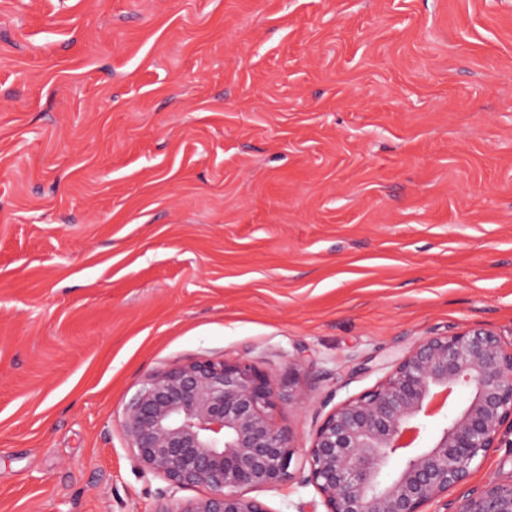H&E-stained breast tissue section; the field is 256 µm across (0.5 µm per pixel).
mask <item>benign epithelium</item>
<instances>
[{"label":"benign epithelium","mask_w":512,"mask_h":512,"mask_svg":"<svg viewBox=\"0 0 512 512\" xmlns=\"http://www.w3.org/2000/svg\"><path fill=\"white\" fill-rule=\"evenodd\" d=\"M302 367L294 359L285 381L245 358L201 356L146 379L122 422L142 473L175 491L208 489L157 512H269L249 492L293 478L292 433L278 409L306 407ZM497 448H512V347L475 325L415 341L376 386L336 404L305 451L301 485L324 512H424ZM451 512H512V481L467 489Z\"/></svg>","instance_id":"1"}]
</instances>
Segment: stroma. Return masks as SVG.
<instances>
[{
    "mask_svg": "<svg viewBox=\"0 0 512 512\" xmlns=\"http://www.w3.org/2000/svg\"><path fill=\"white\" fill-rule=\"evenodd\" d=\"M512 343V0H0V512H155L150 375L242 356L304 451L412 342Z\"/></svg>",
    "mask_w": 512,
    "mask_h": 512,
    "instance_id": "obj_1",
    "label": "stroma"
}]
</instances>
